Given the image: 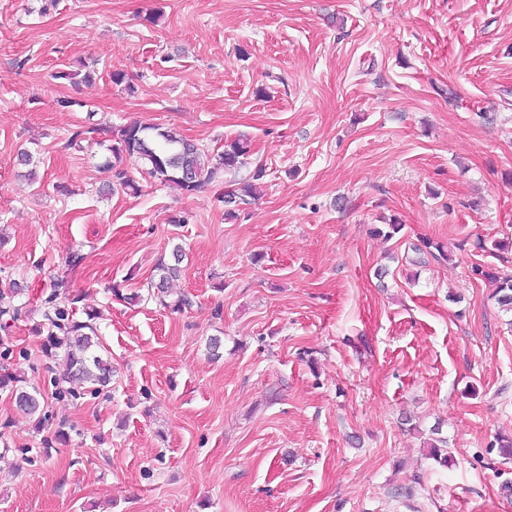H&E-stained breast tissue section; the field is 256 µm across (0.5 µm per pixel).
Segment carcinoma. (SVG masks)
Listing matches in <instances>:
<instances>
[{"mask_svg": "<svg viewBox=\"0 0 512 512\" xmlns=\"http://www.w3.org/2000/svg\"><path fill=\"white\" fill-rule=\"evenodd\" d=\"M115 144L110 151L115 161L105 163V168L112 171V177L123 187H133L126 172L117 167L123 156L136 157L144 161L147 174L170 185L186 194L200 191L215 181L220 173L236 170L246 164L249 144L244 139H234L224 143V151L217 157L209 158L199 146L172 130L144 124L129 123L115 133ZM264 177L261 168L254 170L249 183L240 191L232 190L224 194V219L234 220L240 211L260 196V181ZM413 251L420 255L416 262H423L422 256L447 257L445 245L440 242L424 240L413 246ZM183 250L174 246L171 259L162 260L157 265L159 272L157 290L162 294L169 293L172 283L181 276ZM474 272L495 285V297L503 311L512 312V275L500 276L496 273L474 268ZM51 325L62 332L57 336L49 334L45 350L51 355L62 356L65 363L63 374L54 379L55 386L77 381L88 386L91 392L99 393L112 383V361L99 341L96 327L88 321H78L70 317L69 310L57 307L48 316ZM11 387L16 407L28 415L37 416V425H42L46 414L44 396L36 386L28 385L27 380L17 373L8 370L0 372V388ZM442 427L432 428L437 435L433 442L431 456L442 464L448 463V454L442 452L447 445V438L441 436Z\"/></svg>", "mask_w": 512, "mask_h": 512, "instance_id": "cac0c4a2", "label": "carcinoma"}]
</instances>
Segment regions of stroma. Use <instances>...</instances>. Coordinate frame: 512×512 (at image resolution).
<instances>
[{
    "label": "stroma",
    "instance_id": "35a3bbf8",
    "mask_svg": "<svg viewBox=\"0 0 512 512\" xmlns=\"http://www.w3.org/2000/svg\"><path fill=\"white\" fill-rule=\"evenodd\" d=\"M133 121L250 164L184 194L126 157L100 195ZM479 239L512 245V0H0V366L47 395L39 427L0 389V512H512V326L474 272L512 248ZM177 244L180 312L148 295ZM55 306L96 314L109 392L57 391ZM264 177L263 168H256L250 177L249 183L240 189V192L232 190L224 194V218L225 220H235L239 211L245 209L260 196V181Z\"/></svg>",
    "mask_w": 512,
    "mask_h": 512
}]
</instances>
